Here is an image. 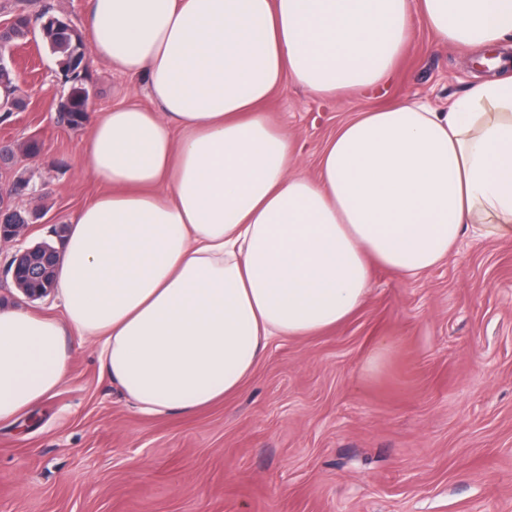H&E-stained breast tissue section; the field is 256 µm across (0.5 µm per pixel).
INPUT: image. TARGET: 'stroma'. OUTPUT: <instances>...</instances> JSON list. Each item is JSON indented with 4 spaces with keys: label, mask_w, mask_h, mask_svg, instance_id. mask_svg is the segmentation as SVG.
<instances>
[{
    "label": "stroma",
    "mask_w": 512,
    "mask_h": 512,
    "mask_svg": "<svg viewBox=\"0 0 512 512\" xmlns=\"http://www.w3.org/2000/svg\"><path fill=\"white\" fill-rule=\"evenodd\" d=\"M85 2L0 0V21L46 9L82 33ZM472 58L419 25L387 92L322 102L291 84L267 110L311 176L338 125L404 98L447 107L476 82ZM16 69L26 108L0 117V147L16 152L5 173L35 188L15 200L39 215L25 245L58 248L100 187L80 164L85 127L57 112L55 57L25 42ZM84 82L94 112L150 103L142 79L91 58ZM67 343L50 403L0 423V512H512V238H464L414 280L376 270L345 324L272 341L237 394L194 416L138 413L93 345Z\"/></svg>",
    "instance_id": "35a3bbf8"
}]
</instances>
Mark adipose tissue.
I'll return each mask as SVG.
<instances>
[{
  "mask_svg": "<svg viewBox=\"0 0 512 512\" xmlns=\"http://www.w3.org/2000/svg\"><path fill=\"white\" fill-rule=\"evenodd\" d=\"M464 49L512 41V0H87L93 57L145 80L151 107L90 116L100 193L68 219L63 314L0 306V422L50 401L72 353L145 415L237 393L272 339L317 336L365 303L373 271L411 279L467 234L512 237V75L447 108L357 113L297 174L294 134L264 105L385 87L416 22Z\"/></svg>",
  "mask_w": 512,
  "mask_h": 512,
  "instance_id": "obj_1",
  "label": "adipose tissue"
}]
</instances>
